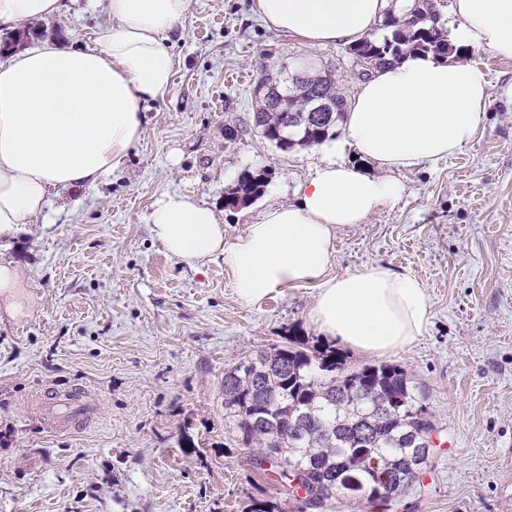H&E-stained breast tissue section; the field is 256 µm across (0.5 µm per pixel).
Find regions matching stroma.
Here are the masks:
<instances>
[{
  "instance_id": "35a3bbf8",
  "label": "stroma",
  "mask_w": 512,
  "mask_h": 512,
  "mask_svg": "<svg viewBox=\"0 0 512 512\" xmlns=\"http://www.w3.org/2000/svg\"><path fill=\"white\" fill-rule=\"evenodd\" d=\"M111 18L90 0L0 28L25 44L93 46ZM168 45L169 91L144 105L145 124L120 167L96 189H57L36 223L0 241L22 273L0 295V512H254L280 495L224 422V372L251 351L300 336L333 345L309 320L315 291L244 306L223 259L192 269L153 238L156 200L208 203L232 241L266 206L295 202L311 173L307 146L289 150L230 136L255 106L263 77L301 63L333 73L345 99L359 76L345 46L309 48L269 30L253 0H193ZM492 96L462 151L402 172L403 199L336 234L334 273L379 265L426 284L421 337L391 361L427 398L429 462L393 512H512V60L465 49ZM267 167L264 194L242 208L224 191Z\"/></svg>"
}]
</instances>
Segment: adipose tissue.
<instances>
[{"instance_id": "obj_1", "label": "adipose tissue", "mask_w": 512, "mask_h": 512, "mask_svg": "<svg viewBox=\"0 0 512 512\" xmlns=\"http://www.w3.org/2000/svg\"><path fill=\"white\" fill-rule=\"evenodd\" d=\"M412 0H254L271 29L309 47L350 45L386 12ZM192 0H104L112 19L94 47L51 43L0 61V240L35 223L51 190L97 188L139 140L145 100L164 96L172 58L167 39ZM60 0H0V25L57 14ZM449 40L512 60V0H453ZM491 97L477 66L413 53L372 71L350 104L343 133L317 145L319 161L295 188L292 204L268 206L232 243L205 202L159 199L150 231L181 264L223 258L236 298L252 306L315 291L310 319L353 351L386 357L410 346L430 318L426 286L413 274L368 266L332 267L339 229L394 207L405 187L394 174L451 156L477 136ZM374 163L368 175L347 152Z\"/></svg>"}]
</instances>
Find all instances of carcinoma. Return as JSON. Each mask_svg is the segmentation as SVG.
<instances>
[{
  "mask_svg": "<svg viewBox=\"0 0 512 512\" xmlns=\"http://www.w3.org/2000/svg\"><path fill=\"white\" fill-rule=\"evenodd\" d=\"M452 51L448 31L433 0H414L406 12L387 13L380 32H371L348 49L351 59L371 58L375 66L394 63L411 52L446 57ZM329 91L336 112L327 124H302L296 136L303 145H318L336 134L344 120L345 100L330 76L315 83L297 79L279 89L272 103L261 98L240 132L273 137L288 109L306 111L313 95ZM261 173L242 174L224 190V198L243 205L260 198ZM362 388L377 390L389 410L364 401ZM225 425L236 441L252 449L250 464L273 470L282 494L295 496L288 470L307 475L315 506L295 500L297 512H330L338 501L363 512H388L427 465L426 437L435 429L425 397L398 365L349 367L329 347L310 350L290 336L278 346L239 359L224 372ZM401 484L399 491L393 489Z\"/></svg>",
  "mask_w": 512,
  "mask_h": 512,
  "instance_id": "1",
  "label": "carcinoma"
}]
</instances>
